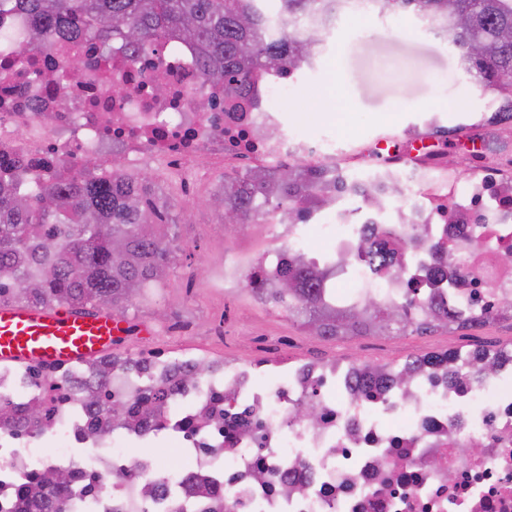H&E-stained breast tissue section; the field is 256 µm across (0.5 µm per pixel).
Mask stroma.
<instances>
[{
  "mask_svg": "<svg viewBox=\"0 0 512 512\" xmlns=\"http://www.w3.org/2000/svg\"><path fill=\"white\" fill-rule=\"evenodd\" d=\"M486 107V97L462 72L446 41L417 19L374 14L356 22L340 16L320 56L304 68L297 92L281 105L289 128L339 140L346 150L356 138L398 133L421 124L432 111L454 128L465 116ZM149 197L168 226L171 259L164 283L132 299L123 315L130 322L148 324L154 339L161 337L170 319L196 322L198 334L174 341V349L203 344L202 332L210 319L228 307L235 309L239 328L260 325L270 336L302 340L303 353L317 359L369 358L388 365L448 346L465 350L512 344V319L507 317L477 328L435 326L420 336L362 335L353 345L341 336L309 334L299 320L267 316L243 296L226 300L211 288L221 277L225 260L271 247V229L264 219L228 234L221 212L188 206L174 182L151 178Z\"/></svg>",
  "mask_w": 512,
  "mask_h": 512,
  "instance_id": "stroma-1",
  "label": "stroma"
}]
</instances>
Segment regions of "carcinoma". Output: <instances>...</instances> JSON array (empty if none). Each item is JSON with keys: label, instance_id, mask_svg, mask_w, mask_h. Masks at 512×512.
Instances as JSON below:
<instances>
[{"label": "carcinoma", "instance_id": "cac0c4a2", "mask_svg": "<svg viewBox=\"0 0 512 512\" xmlns=\"http://www.w3.org/2000/svg\"><path fill=\"white\" fill-rule=\"evenodd\" d=\"M392 11L414 17L436 32L457 53L460 68L478 85L505 97L501 111L512 116V0H0V15L27 19L26 36L9 44L24 62L50 39L105 38L135 56L154 55L174 38L197 49L204 84L224 85V100L234 109L259 105L243 98L259 75L297 73L320 53L322 36L348 10ZM481 45L476 56L471 48ZM327 166L311 159L293 166L261 167L224 179V216L246 224L278 212L286 220L328 204L336 188ZM148 177L129 175L121 161L112 177L88 169H64L50 180L26 181L0 176V305H65L76 310L110 301L120 310L137 293L158 285L166 274L170 250L166 225L146 198ZM370 273L383 277L400 268L398 255L371 239L361 242ZM272 292L288 301L289 314L319 336H355L391 330L420 333L451 314L445 303L412 280L406 304L376 294L349 307H335L323 276L298 255L288 262ZM422 308L426 318L412 320L408 310ZM108 373L81 386L83 403L107 431L124 426L127 412L113 408ZM35 403L18 420L28 430L43 424ZM30 512H64L68 479L44 472L22 498Z\"/></svg>", "mask_w": 512, "mask_h": 512}]
</instances>
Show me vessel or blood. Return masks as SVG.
Wrapping results in <instances>:
<instances>
[{"mask_svg":"<svg viewBox=\"0 0 512 512\" xmlns=\"http://www.w3.org/2000/svg\"><path fill=\"white\" fill-rule=\"evenodd\" d=\"M125 326L111 311L0 306V362H77L111 351Z\"/></svg>","mask_w":512,"mask_h":512,"instance_id":"vessel-or-blood-1","label":"vessel or blood"}]
</instances>
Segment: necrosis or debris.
<instances>
[{
	"instance_id": "1",
	"label": "necrosis or debris",
	"mask_w": 512,
	"mask_h": 512,
	"mask_svg": "<svg viewBox=\"0 0 512 512\" xmlns=\"http://www.w3.org/2000/svg\"><path fill=\"white\" fill-rule=\"evenodd\" d=\"M73 53L85 66L58 86ZM295 89L292 77L270 75L255 86L258 107L225 111L223 85L202 84L193 45L177 39L150 59L89 38L54 39L25 63L1 48L0 158L44 177L73 164L107 176L119 151L128 173L156 167L191 195L227 163L274 166L316 154L344 177L333 218L277 226L276 252H311L309 236L319 232L323 254L336 258L325 285L339 306L400 294L410 277L470 319L496 317L500 296H512V267L494 261L512 252V120L484 112L450 133L434 115L343 158L329 140L267 137L281 124L279 100ZM200 97L212 110H196ZM461 143L463 178L449 163ZM368 184L397 192L372 209L359 192ZM370 231L401 250L400 270L381 278L364 270L359 247ZM408 235L421 240L419 250L406 249ZM443 251L464 276L450 279ZM257 274L266 289L255 301L287 314L266 294L279 274L267 253L225 269L224 282ZM209 341L221 354L205 359L210 371L192 386L180 374L202 360L198 352L161 342L68 365L0 364V406L11 410L0 418V512H21L22 486L49 469L67 476L89 512H512V351L476 352L486 368L479 375L452 368L447 351L421 352L407 381L391 385L365 360L302 359L271 349L260 332L245 339L220 322ZM104 371L131 429H96L81 401L76 377ZM149 386L168 392L167 405L141 402ZM309 394L317 417L302 422L296 408ZM31 402L44 410L45 432L61 438L56 452H40L38 437L16 428ZM158 436L175 445L181 466L127 450Z\"/></svg>"
}]
</instances>
